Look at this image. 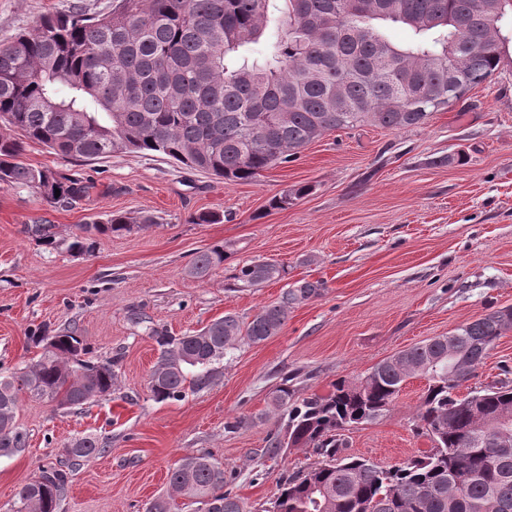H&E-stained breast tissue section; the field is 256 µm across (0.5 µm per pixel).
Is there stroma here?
<instances>
[{"instance_id": "obj_1", "label": "stroma", "mask_w": 512, "mask_h": 512, "mask_svg": "<svg viewBox=\"0 0 512 512\" xmlns=\"http://www.w3.org/2000/svg\"><path fill=\"white\" fill-rule=\"evenodd\" d=\"M111 3L0 0V41L42 15ZM23 159L81 173L91 190L50 204L0 184V375L39 359L37 336L67 331L81 340L82 359L118 364L111 396L77 409L21 394L27 444L0 457V512H14L19 489L56 464L71 473L59 512H145L168 490L175 463L199 454L221 464L244 512H265L282 478L315 460L304 448L268 454L284 431L272 405L280 385L297 399L327 394L336 381L512 306V64L424 125L333 131L253 182L227 184L152 154L75 164L33 142ZM302 184L308 195L268 210L271 197ZM112 212H147L154 222L98 237L92 253L67 252L78 225ZM202 212L222 220L195 223ZM31 224L54 225L57 247L30 237ZM216 244L230 247L224 266L203 280L188 275L197 253ZM258 258L287 265L289 284L322 282L320 296L291 309L278 335L238 343L207 388L155 401V331L180 336L228 312L252 318L283 284L225 282ZM424 388L408 380L382 418L351 429L349 453L387 469L427 452L432 443L412 420ZM86 435L104 453L70 462L67 448Z\"/></svg>"}]
</instances>
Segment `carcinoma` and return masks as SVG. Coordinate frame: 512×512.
Here are the masks:
<instances>
[{
    "label": "carcinoma",
    "instance_id": "obj_1",
    "mask_svg": "<svg viewBox=\"0 0 512 512\" xmlns=\"http://www.w3.org/2000/svg\"><path fill=\"white\" fill-rule=\"evenodd\" d=\"M509 12L512 0H112L105 13L45 16L0 43V183L50 203L88 195L85 178L21 160L29 142L72 162L159 154L229 183L294 161L330 131L423 125L499 72L509 57L499 22ZM393 24L410 29L411 41H391L385 29ZM260 43L264 52L252 55ZM308 191L296 186L268 207L284 209ZM151 223L148 214L113 212L80 225L66 249L89 254L95 236ZM29 233L57 246L50 224ZM227 258L226 246L210 247L188 274L203 279ZM230 279L234 288L259 287L287 280L288 267L253 261ZM321 288L318 281L286 287L249 321L228 312L197 333L156 334L153 398L178 400L209 386L237 343L276 335L290 309ZM511 330L512 306L404 350L359 381L339 380L326 395L295 402L288 388L277 389L272 402L287 415L285 435L320 461L284 480L269 512H512V447L494 443L501 419L512 416V383L468 400L455 395L454 381L458 369L477 371ZM35 341L46 344L42 358L0 379V457L25 450L16 423L23 391L65 409L112 395L115 361L79 359L83 348L71 332ZM416 376L426 388L414 421L432 448L389 469L347 454L342 430L379 420ZM103 451L88 436L68 454ZM69 479L66 470H42L21 487L16 512H58ZM169 484L147 512H172L178 497L203 512H243L209 455L181 459Z\"/></svg>",
    "mask_w": 512,
    "mask_h": 512
}]
</instances>
